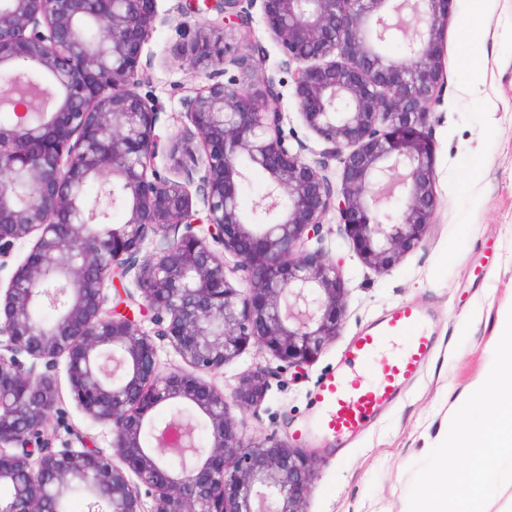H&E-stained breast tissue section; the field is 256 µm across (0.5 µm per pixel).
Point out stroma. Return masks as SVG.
Wrapping results in <instances>:
<instances>
[{
	"mask_svg": "<svg viewBox=\"0 0 512 512\" xmlns=\"http://www.w3.org/2000/svg\"><path fill=\"white\" fill-rule=\"evenodd\" d=\"M185 3L156 0L154 30L141 55L138 91L162 106L156 125L161 145L187 125L193 91L230 73L244 78L248 89L276 82L287 131L304 144L307 160H317L321 144L299 114L288 58L261 17L253 19L252 44L224 41L227 58L245 60L247 70L219 66L206 77L192 69L182 34L208 26L214 15L187 12ZM466 19L467 0H454L440 57L447 87L431 123L438 205L425 240L389 272L380 273L358 259L344 242L335 215H328L324 248L343 263L349 278L341 332L314 364L272 386L261 405L244 416L247 436L275 431L321 456L305 512H403L415 465L439 444L459 404L485 381L499 341L498 316L512 307V0L485 2L474 82L461 71L468 54L462 38ZM404 304L430 312L435 348L401 397L355 440L338 447L332 437L311 428L319 413L318 388L335 372L353 336ZM271 361L269 353L251 345L210 380L229 395L243 372ZM56 377L61 401L49 428L58 444L68 442L75 429L97 450L111 454L109 427L78 408L64 367H57Z\"/></svg>",
	"mask_w": 512,
	"mask_h": 512,
	"instance_id": "1",
	"label": "stroma"
}]
</instances>
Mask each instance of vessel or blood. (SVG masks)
<instances>
[{
  "instance_id": "vessel-or-blood-1",
  "label": "vessel or blood",
  "mask_w": 512,
  "mask_h": 512,
  "mask_svg": "<svg viewBox=\"0 0 512 512\" xmlns=\"http://www.w3.org/2000/svg\"><path fill=\"white\" fill-rule=\"evenodd\" d=\"M428 314L410 305L363 328L349 343L342 368L317 393L320 413L314 428L344 444L359 436L402 393L435 347L423 322ZM377 369L376 383H365L360 369Z\"/></svg>"
}]
</instances>
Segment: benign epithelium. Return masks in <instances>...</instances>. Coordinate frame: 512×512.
I'll list each match as a JSON object with an SVG mask.
<instances>
[{
    "instance_id": "obj_1",
    "label": "benign epithelium",
    "mask_w": 512,
    "mask_h": 512,
    "mask_svg": "<svg viewBox=\"0 0 512 512\" xmlns=\"http://www.w3.org/2000/svg\"><path fill=\"white\" fill-rule=\"evenodd\" d=\"M156 0H0V108L16 121L0 127V270L16 244L34 239L0 292V512H42L75 482L94 488L95 512H304L322 464L313 452L271 432L244 435L212 374L253 343L280 362L239 378L232 400L257 407L270 380L310 366L340 333L348 278L323 248L325 219L336 212L362 263L387 272L424 240L437 208L431 119L443 103V32L453 0H202L231 37L251 39L260 8L266 30L292 71L304 123L322 141L307 161L284 130L273 83L250 91L233 81L195 90L192 128L168 147L171 169L155 167L159 106L137 92L141 53ZM95 26L88 41L82 26ZM401 38L402 57L378 46ZM186 51L193 70L222 60L223 39L195 31ZM340 60H328L333 54ZM51 80L30 86L24 71ZM245 159L266 175L253 222L239 207ZM339 164L340 185L323 174ZM400 183L404 208L390 182ZM99 184L121 202L126 220L82 203ZM195 191H190V187ZM206 210L195 231L192 196ZM157 243L142 254L145 242ZM240 275L242 288L230 280ZM128 277L126 311H107L104 283ZM57 312L40 324L37 305ZM150 315L154 331L140 329ZM167 341L189 369L159 370ZM26 356L27 364L20 359ZM65 358L69 390L83 412L110 425L112 456L85 443L57 448L48 432L60 401L52 374ZM44 370H38V365ZM177 415L159 424L162 405ZM193 411L211 432L195 447ZM196 462L179 471L169 434ZM119 463H114L113 458ZM151 498L143 510L141 495Z\"/></svg>"
}]
</instances>
